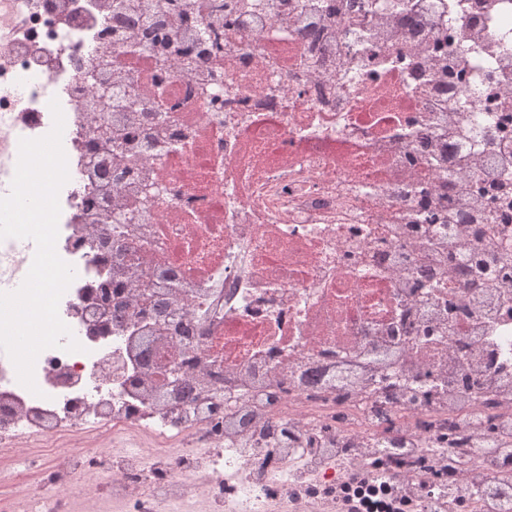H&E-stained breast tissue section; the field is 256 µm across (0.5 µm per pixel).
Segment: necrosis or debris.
<instances>
[{
	"label": "necrosis or debris",
	"instance_id": "1",
	"mask_svg": "<svg viewBox=\"0 0 512 512\" xmlns=\"http://www.w3.org/2000/svg\"><path fill=\"white\" fill-rule=\"evenodd\" d=\"M198 2L142 54L125 0H0V198L58 100L82 346L34 393L0 350V512H499L512 0Z\"/></svg>",
	"mask_w": 512,
	"mask_h": 512
}]
</instances>
